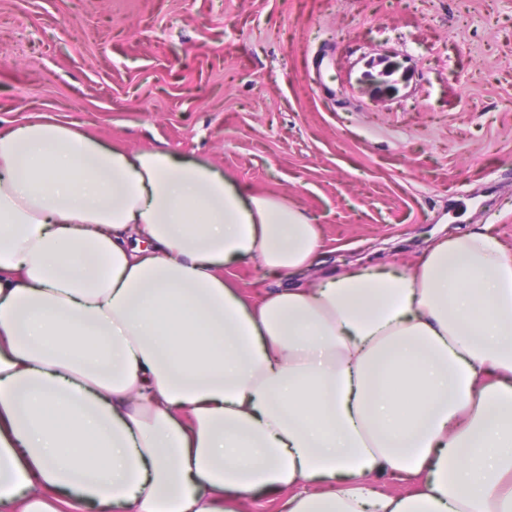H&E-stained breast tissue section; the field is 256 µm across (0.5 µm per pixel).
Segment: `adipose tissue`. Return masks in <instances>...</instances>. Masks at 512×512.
Instances as JSON below:
<instances>
[{
	"label": "adipose tissue",
	"instance_id": "ef3b65f1",
	"mask_svg": "<svg viewBox=\"0 0 512 512\" xmlns=\"http://www.w3.org/2000/svg\"><path fill=\"white\" fill-rule=\"evenodd\" d=\"M319 239L209 162L0 130V512H512V253L485 225L257 300L224 277Z\"/></svg>",
	"mask_w": 512,
	"mask_h": 512
}]
</instances>
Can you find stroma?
Masks as SVG:
<instances>
[{
    "label": "stroma",
    "instance_id": "obj_1",
    "mask_svg": "<svg viewBox=\"0 0 512 512\" xmlns=\"http://www.w3.org/2000/svg\"><path fill=\"white\" fill-rule=\"evenodd\" d=\"M205 160L317 224L313 271L416 264L492 225L512 251V0H0V125Z\"/></svg>",
    "mask_w": 512,
    "mask_h": 512
}]
</instances>
